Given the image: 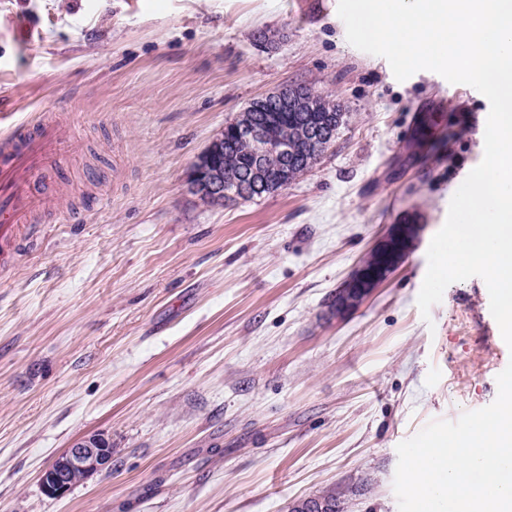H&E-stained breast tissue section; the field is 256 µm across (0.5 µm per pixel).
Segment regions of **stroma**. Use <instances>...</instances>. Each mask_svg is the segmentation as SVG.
<instances>
[{"label":"stroma","mask_w":512,"mask_h":512,"mask_svg":"<svg viewBox=\"0 0 512 512\" xmlns=\"http://www.w3.org/2000/svg\"><path fill=\"white\" fill-rule=\"evenodd\" d=\"M290 83L346 112L335 144L274 194L200 202L197 155ZM489 111L432 71L398 81L349 44L338 0H0V133L56 113L71 181L44 172L47 207H92L0 270V512H289L333 485L344 512H398L397 445L490 405L512 362L482 278L417 306ZM406 222L414 249L332 316ZM93 432L111 466L45 494ZM420 229L421 225L418 224H391L387 233L369 251L378 263L373 267L359 263L354 268L336 290L332 312L336 316H343L358 309L372 291L401 263L391 256L393 249L402 242H411L414 245Z\"/></svg>","instance_id":"35a3bbf8"}]
</instances>
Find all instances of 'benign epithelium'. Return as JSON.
I'll return each mask as SVG.
<instances>
[{
  "label": "benign epithelium",
  "instance_id": "obj_1",
  "mask_svg": "<svg viewBox=\"0 0 512 512\" xmlns=\"http://www.w3.org/2000/svg\"><path fill=\"white\" fill-rule=\"evenodd\" d=\"M322 95L310 86L297 83L278 87L257 98L224 126L222 133L194 160L187 185L191 194L203 203L251 199L264 192H277L294 180L292 167L302 158L315 163L317 156L336 140V120H323L316 113L323 111ZM290 112L301 113L296 135L288 140L269 135L274 118H286ZM234 151L249 158L250 176L224 180L221 158ZM278 161L269 166L266 161ZM421 225L392 224L387 233L374 245L370 254L377 264L367 267L358 264L336 290L332 312L347 315L360 307L364 300L399 266L392 257L393 249L402 242H415ZM112 448L104 435L87 434L77 438L41 474L43 491L55 498L65 496L73 486L93 474L110 467Z\"/></svg>",
  "mask_w": 512,
  "mask_h": 512
}]
</instances>
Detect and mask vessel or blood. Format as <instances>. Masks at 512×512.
Wrapping results in <instances>:
<instances>
[{
	"mask_svg": "<svg viewBox=\"0 0 512 512\" xmlns=\"http://www.w3.org/2000/svg\"><path fill=\"white\" fill-rule=\"evenodd\" d=\"M66 140L52 113L0 135V256H7L22 228L38 224L46 195L37 178Z\"/></svg>",
	"mask_w": 512,
	"mask_h": 512,
	"instance_id": "vessel-or-blood-1",
	"label": "vessel or blood"
}]
</instances>
